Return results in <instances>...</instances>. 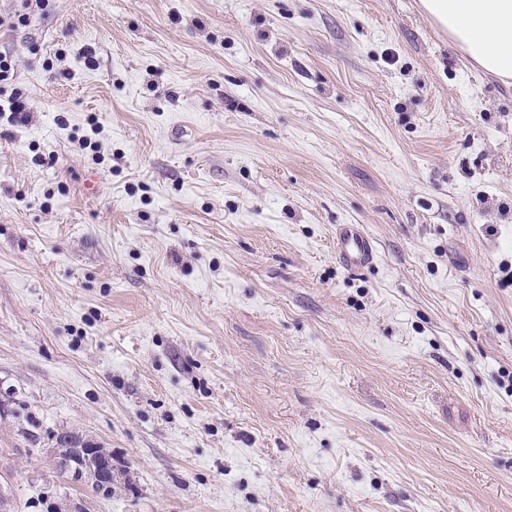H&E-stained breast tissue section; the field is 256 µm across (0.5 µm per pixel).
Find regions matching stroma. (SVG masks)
<instances>
[{
  "label": "stroma",
  "instance_id": "stroma-1",
  "mask_svg": "<svg viewBox=\"0 0 512 512\" xmlns=\"http://www.w3.org/2000/svg\"><path fill=\"white\" fill-rule=\"evenodd\" d=\"M0 53V512H512V85L420 0H0ZM336 238V255L350 268L371 264L375 249L371 239L357 224H342Z\"/></svg>",
  "mask_w": 512,
  "mask_h": 512
}]
</instances>
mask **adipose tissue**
I'll return each mask as SVG.
<instances>
[{"label": "adipose tissue", "mask_w": 512, "mask_h": 512, "mask_svg": "<svg viewBox=\"0 0 512 512\" xmlns=\"http://www.w3.org/2000/svg\"><path fill=\"white\" fill-rule=\"evenodd\" d=\"M426 15L470 61L512 81V0H421Z\"/></svg>", "instance_id": "1"}]
</instances>
